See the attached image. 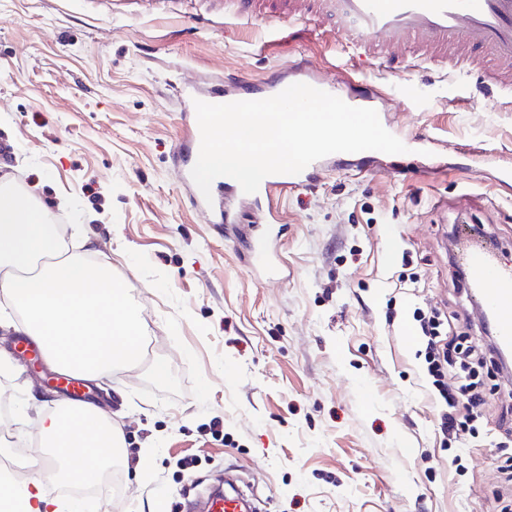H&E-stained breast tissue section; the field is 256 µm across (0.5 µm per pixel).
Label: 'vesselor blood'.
Masks as SVG:
<instances>
[{
    "mask_svg": "<svg viewBox=\"0 0 512 512\" xmlns=\"http://www.w3.org/2000/svg\"><path fill=\"white\" fill-rule=\"evenodd\" d=\"M257 0H224V11L261 17L316 37L326 33L327 19H340L334 46L344 56L389 68L409 62L412 69L433 66L443 71L477 72L499 90L512 93V0H269L272 12L257 14ZM322 88L307 60H300L288 75L274 77L266 87H230L214 96L217 104L265 99L294 83ZM351 106L374 107L381 93L371 84L352 80ZM322 170L313 162L296 175L267 176L257 192L255 205L274 194L313 182ZM190 203L210 213L215 223L235 224L231 209L207 203L194 191ZM468 276L471 294L493 317L497 345L512 351V266L499 258L482 240L468 238L458 257Z\"/></svg>",
    "mask_w": 512,
    "mask_h": 512,
    "instance_id": "1",
    "label": "vessel or blood"
}]
</instances>
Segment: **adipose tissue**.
Returning a JSON list of instances; mask_svg holds the SVG:
<instances>
[{"label": "adipose tissue", "instance_id": "adipose-tissue-1", "mask_svg": "<svg viewBox=\"0 0 512 512\" xmlns=\"http://www.w3.org/2000/svg\"><path fill=\"white\" fill-rule=\"evenodd\" d=\"M53 209L50 202L0 194V299L24 311L17 331L38 342L63 372L85 379L118 363H138L143 332L128 289L108 265L61 258L65 244L52 229ZM41 429L54 450V474L71 483L91 482L101 460L126 446L123 429L88 402L44 416ZM3 499L21 500L27 512H63L44 497L38 472L22 485L1 478Z\"/></svg>", "mask_w": 512, "mask_h": 512}]
</instances>
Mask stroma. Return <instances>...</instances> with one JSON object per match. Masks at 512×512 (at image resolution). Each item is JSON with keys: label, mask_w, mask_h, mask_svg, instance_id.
Wrapping results in <instances>:
<instances>
[{"label": "stroma", "mask_w": 512, "mask_h": 512, "mask_svg": "<svg viewBox=\"0 0 512 512\" xmlns=\"http://www.w3.org/2000/svg\"><path fill=\"white\" fill-rule=\"evenodd\" d=\"M300 57L380 87L394 135L425 143L336 157L273 200L270 277L243 236L259 215L242 212L234 238L190 204L181 112L186 88L205 96L227 74L262 80ZM502 100L474 77L336 62L324 41L225 16L222 0H0V173L67 200L54 219L69 251L81 227L95 231L91 257L125 282L145 336L140 364L88 389L125 449L59 503L192 512L230 478L255 512H499L495 439L512 378L485 377L477 432L449 448L420 345L402 331L435 309L452 334L489 344L452 257L469 232L512 265ZM421 166L430 175L415 177ZM0 314V465L25 479L52 454L38 425L63 395L45 394L47 365L17 358L22 313L0 302Z\"/></svg>", "instance_id": "stroma-1"}]
</instances>
